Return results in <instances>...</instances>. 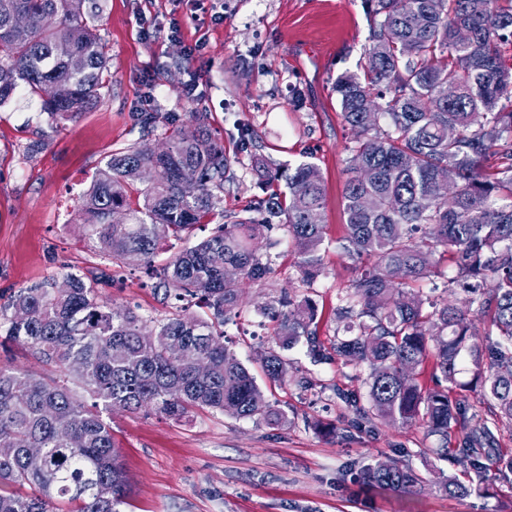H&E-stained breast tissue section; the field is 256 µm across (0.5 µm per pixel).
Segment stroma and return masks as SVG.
I'll return each mask as SVG.
<instances>
[{
    "label": "stroma",
    "mask_w": 512,
    "mask_h": 512,
    "mask_svg": "<svg viewBox=\"0 0 512 512\" xmlns=\"http://www.w3.org/2000/svg\"><path fill=\"white\" fill-rule=\"evenodd\" d=\"M100 35L108 82L99 104L75 122L52 124L41 101L18 87L0 105V303L32 283L66 272L109 270L110 303L155 318L168 315L152 282L101 256L82 233L78 201L111 152L160 145L164 128L144 132L139 112L210 115L235 173L224 186L225 215H244L261 191L253 157L283 166L311 156L323 177V273L300 282L297 254L282 227L266 231L272 273L246 285V305L224 327L226 342L251 370L269 345L273 324L258 308L286 288L312 298L319 334H336L339 293L358 274L340 241L346 233L343 189L350 138L334 87L362 72L370 21L363 0H100ZM201 54H191L196 41ZM197 84L198 96L186 88ZM302 101L293 105L292 90ZM253 132L255 153L241 151ZM283 384L266 385L288 416L269 427L220 413L195 411L181 421L115 411L107 420L122 452L129 495L121 512H512V473L489 496L437 491L420 449L435 447L422 427L385 419L360 426L336 389L365 393L343 360L311 366L301 350ZM316 388L301 391L300 377ZM322 430H315L314 422ZM397 458L421 470L425 486L410 491L363 487L350 470Z\"/></svg>",
    "instance_id": "obj_1"
}]
</instances>
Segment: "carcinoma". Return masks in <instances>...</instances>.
Wrapping results in <instances>:
<instances>
[{
  "mask_svg": "<svg viewBox=\"0 0 512 512\" xmlns=\"http://www.w3.org/2000/svg\"><path fill=\"white\" fill-rule=\"evenodd\" d=\"M371 28L363 74L335 85L351 130L344 186L345 252L370 265L338 296L344 335L325 344L312 298L282 291L260 307L276 322L275 345L259 356L269 382L282 384L301 347L318 366L338 356L367 387L366 397L339 393L357 423L376 418L422 425L453 457L465 479L441 474L438 488L462 497L487 495L490 471L512 472V455L495 431L512 425V0H364ZM95 0H0V104L25 85L43 97L48 118L75 122L99 103L107 71L94 25ZM140 113L143 129H172L157 154L137 146L112 153L83 195L79 215L89 238L114 262L135 266L164 296L179 302L164 319L104 301L105 272L67 273L22 288L0 304V342L23 346L59 375L0 367V512H53L57 497L70 512H120L127 484L120 450L104 415L152 412L179 421L193 409L278 425L288 417L269 401L254 374L224 345V324L242 306L241 280L261 284L272 272L256 247L263 231L282 224L299 255L301 281L323 269L324 225L309 215L324 207L320 170L301 162L271 174L260 160L261 190L285 178L288 201L257 198L254 215L218 225L193 246L159 260L195 229L224 217V182L234 179L224 145L213 139L206 112ZM156 171L137 191L140 171ZM448 255L455 275L438 286L435 255ZM242 279L224 278V265ZM429 280L425 294L414 285ZM458 288V304L436 295ZM485 324L488 343L474 320ZM179 339L200 372L165 350ZM473 378L458 379L463 360ZM431 361L430 384L407 367ZM484 386L483 405L451 398L455 388ZM459 433L448 454V435ZM73 442L64 443L66 435ZM41 448L45 465L28 468L25 450ZM366 486L410 490L423 477L400 460L361 467ZM19 485L29 492L19 494Z\"/></svg>",
  "mask_w": 512,
  "mask_h": 512,
  "instance_id": "1",
  "label": "carcinoma"
}]
</instances>
